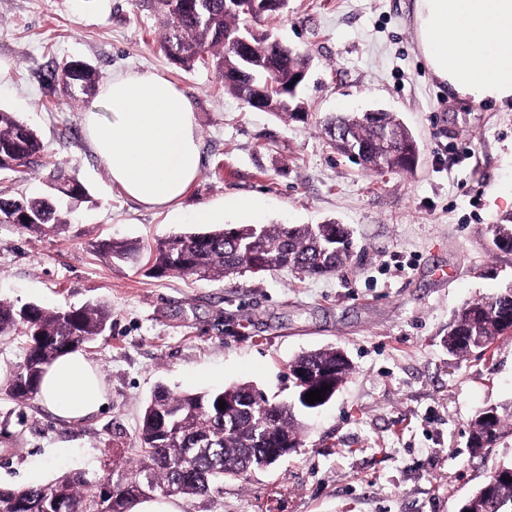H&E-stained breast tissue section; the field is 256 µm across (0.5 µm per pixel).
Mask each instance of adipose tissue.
<instances>
[{
	"instance_id": "obj_1",
	"label": "adipose tissue",
	"mask_w": 512,
	"mask_h": 512,
	"mask_svg": "<svg viewBox=\"0 0 512 512\" xmlns=\"http://www.w3.org/2000/svg\"><path fill=\"white\" fill-rule=\"evenodd\" d=\"M415 21L429 68L450 91L477 102H512V0H416ZM104 98L110 118L91 109L84 123L112 184L145 208H174L201 172L190 100L153 71L114 74ZM39 398L71 422L106 403L99 370L77 351L46 370Z\"/></svg>"
}]
</instances>
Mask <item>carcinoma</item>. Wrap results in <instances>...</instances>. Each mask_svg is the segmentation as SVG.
<instances>
[{
	"instance_id": "carcinoma-1",
	"label": "carcinoma",
	"mask_w": 512,
	"mask_h": 512,
	"mask_svg": "<svg viewBox=\"0 0 512 512\" xmlns=\"http://www.w3.org/2000/svg\"><path fill=\"white\" fill-rule=\"evenodd\" d=\"M163 17L161 44L175 65L189 68L209 54L224 80V90L248 103L249 79L240 73L235 36L252 18L249 11L231 10L226 0H155ZM252 55L265 64L273 103L272 114L298 117L281 105L279 87L298 68L309 66L306 55L269 42L265 31L251 32ZM53 81L68 86L78 101L96 90L94 69L82 61L65 63ZM343 128L336 148L360 161L369 171L411 172L417 165L419 145L393 112H359L331 117L325 132ZM44 144L37 131L14 112L0 111V172L27 174L43 165ZM51 193L12 197L0 193V224H15L40 234L68 223L69 212L57 205L67 198L78 202L86 189L65 168L55 165L46 176ZM493 250L512 253V214L486 227ZM352 230L346 224H243L208 232L187 233L160 240L151 249V275L199 276L220 280L245 268L259 272L288 267L306 277L337 272L353 256ZM95 250L114 262L136 263L140 246L110 239ZM112 326V309L103 303L79 307L18 305L0 299V335L21 331L28 342L25 363L6 387L8 395L24 404L38 394L43 374L58 357L89 344ZM502 336H512V292L497 293L463 304L448 321L444 343L448 353L464 356L487 348ZM331 368L327 380L315 379L305 387L301 372ZM292 399L271 401L254 387L242 384L214 392L173 394L158 391L146 406L137 447L129 466L118 475L65 471L52 481L25 488L0 487V512H131L139 500L173 488L181 495L203 496L226 478H244L249 470L267 467L262 449L278 448L290 439L299 442L300 428L294 406L308 410L328 404L353 371V364L336 348L302 354L288 366ZM328 386L325 399L313 404L306 391ZM232 398L236 413L224 416L219 401ZM512 431V414L496 408L483 410L472 423L473 450L496 442ZM469 512H512V464L486 475L476 492L463 503Z\"/></svg>"
}]
</instances>
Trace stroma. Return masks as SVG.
<instances>
[{
    "label": "stroma",
    "mask_w": 512,
    "mask_h": 512,
    "mask_svg": "<svg viewBox=\"0 0 512 512\" xmlns=\"http://www.w3.org/2000/svg\"><path fill=\"white\" fill-rule=\"evenodd\" d=\"M161 27L151 0H0V57L11 62L0 110L35 126L45 161L88 191L57 232L0 224V297L112 309L111 328L82 349L106 387L100 411L69 422L0 390V486L123 468L157 387L250 383L284 399L289 361L332 346L354 371L329 404L299 415L295 451L220 490L172 497L178 512H459L491 469L512 462V433L469 446L480 410L512 412V337L463 357L442 342L460 305L512 280V255L492 254L484 236L512 213V106L460 98L433 77L415 0H289L265 22L312 58L301 120L249 109L212 64H172ZM73 60L102 85L152 70L190 99L202 166L179 216L112 185L83 127L87 110L104 111L102 93L77 102L49 81ZM369 108L400 113L419 138L414 173L368 172L331 147L324 119ZM234 197L260 205L225 211L228 225H350L351 264L313 278L284 268L199 281L156 278L148 256L116 264L95 249L197 231L196 209Z\"/></svg>",
    "instance_id": "1"
}]
</instances>
